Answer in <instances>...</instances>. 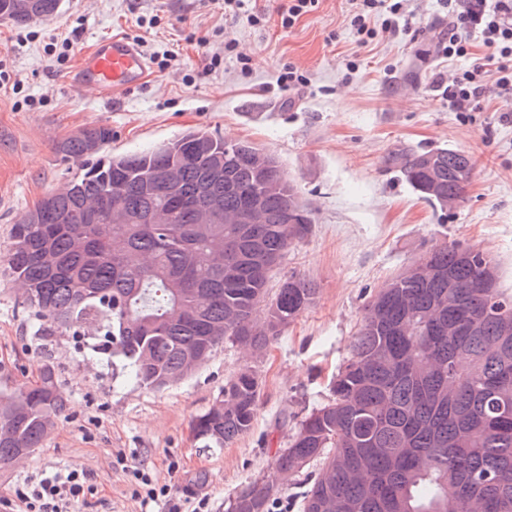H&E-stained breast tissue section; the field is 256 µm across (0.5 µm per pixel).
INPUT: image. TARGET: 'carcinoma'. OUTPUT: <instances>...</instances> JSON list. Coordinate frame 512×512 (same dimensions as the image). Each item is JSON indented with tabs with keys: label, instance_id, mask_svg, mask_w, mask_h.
<instances>
[{
	"label": "carcinoma",
	"instance_id": "1",
	"mask_svg": "<svg viewBox=\"0 0 512 512\" xmlns=\"http://www.w3.org/2000/svg\"><path fill=\"white\" fill-rule=\"evenodd\" d=\"M63 0H0V21L24 25L58 16ZM101 125L57 145L82 162L12 228L5 272L44 331L90 335L161 389L187 377L185 354L212 355L230 341L262 354L314 301L317 284L290 277L268 297L270 272L310 232L313 218L277 157L249 142L188 130L139 153L106 152ZM413 191L442 210L462 201L471 155L435 148L396 155ZM264 192L256 244L214 261L236 213ZM219 204L222 223L200 224ZM445 245L392 277L368 302L349 362L332 398L302 418L275 458L288 479H308L303 512H512V336L499 335L512 296L486 286L480 254L461 259ZM486 313L471 336L448 335L466 311ZM259 380L246 368L224 397L193 422L207 448H222L252 426ZM54 366L18 393L0 392V464L19 448L33 454L64 410ZM317 462L316 471H308ZM278 490L256 481L227 512H271Z\"/></svg>",
	"mask_w": 512,
	"mask_h": 512
}]
</instances>
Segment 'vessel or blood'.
I'll return each instance as SVG.
<instances>
[{
  "mask_svg": "<svg viewBox=\"0 0 512 512\" xmlns=\"http://www.w3.org/2000/svg\"><path fill=\"white\" fill-rule=\"evenodd\" d=\"M149 66L137 47L123 36L99 40L71 75L75 87L93 86L115 96L145 81Z\"/></svg>",
  "mask_w": 512,
  "mask_h": 512,
  "instance_id": "obj_1",
  "label": "vessel or blood"
}]
</instances>
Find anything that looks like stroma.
I'll use <instances>...</instances> for the list:
<instances>
[{"label":"stroma","instance_id":"obj_1","mask_svg":"<svg viewBox=\"0 0 512 512\" xmlns=\"http://www.w3.org/2000/svg\"><path fill=\"white\" fill-rule=\"evenodd\" d=\"M222 0H65L50 22L0 21V69L17 80L0 89V261L12 227L80 168L56 151L95 125L112 130L115 154L143 152L188 129L248 141L273 153L301 187L313 224L275 270L270 290L288 277L319 285L314 303L260 357L224 343L184 380L162 389L137 383L92 340L45 336L42 322L0 271V391L32 386L51 361L66 410L23 466L0 468V512H19L16 488L55 469L91 474L92 495L74 512H141L128 471L147 467L174 500L225 512L253 481L277 485L288 512H302V485L281 481L275 456L297 422L324 405L330 381L351 356L350 342L371 294L415 260L447 243L484 251L512 296V97L490 94L482 111L448 106L442 75L467 68L438 51L448 26L438 0H403L409 30L359 46L348 0H319L292 27L282 0H257L264 24H228ZM72 48L58 63L50 35ZM135 41L151 67L145 83L108 101L69 81L102 37ZM233 37L247 62L225 55L201 71L204 49L223 52ZM174 53L166 71L154 59ZM306 78L278 88L285 66ZM448 147L475 160L462 202L443 211L416 195L391 163L395 154ZM253 367L260 382L251 430L206 448L192 422L221 397L225 383Z\"/></svg>","mask_w":512,"mask_h":512}]
</instances>
